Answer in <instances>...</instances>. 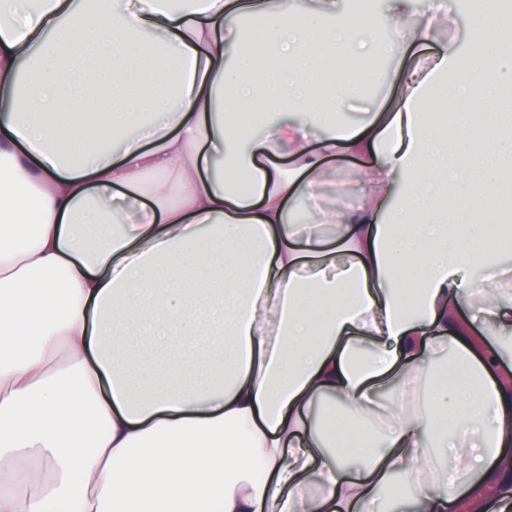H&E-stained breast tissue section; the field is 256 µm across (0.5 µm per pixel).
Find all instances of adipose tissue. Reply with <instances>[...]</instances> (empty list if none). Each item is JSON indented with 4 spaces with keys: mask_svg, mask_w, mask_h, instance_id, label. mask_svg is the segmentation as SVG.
<instances>
[{
    "mask_svg": "<svg viewBox=\"0 0 512 512\" xmlns=\"http://www.w3.org/2000/svg\"><path fill=\"white\" fill-rule=\"evenodd\" d=\"M447 18L0 0V512H512V225L449 222L444 192L512 170V16L491 0L481 48L405 61ZM355 70L397 92L339 123ZM434 99L478 143L449 144ZM339 151L364 197L317 207ZM477 295L488 336L460 316Z\"/></svg>",
    "mask_w": 512,
    "mask_h": 512,
    "instance_id": "obj_1",
    "label": "adipose tissue"
}]
</instances>
